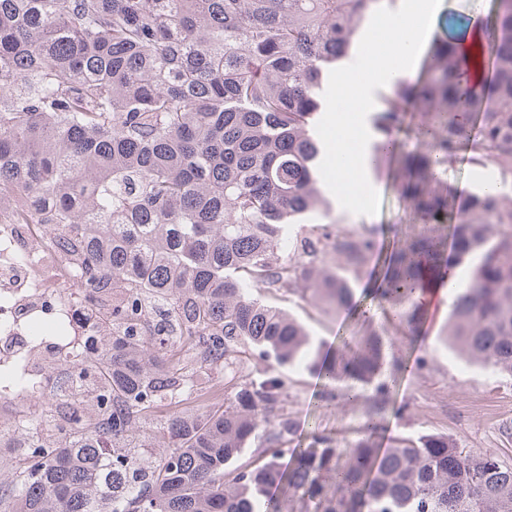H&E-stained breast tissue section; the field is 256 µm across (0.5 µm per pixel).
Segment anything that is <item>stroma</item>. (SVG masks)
I'll list each match as a JSON object with an SVG mask.
<instances>
[{
    "instance_id": "obj_1",
    "label": "stroma",
    "mask_w": 512,
    "mask_h": 512,
    "mask_svg": "<svg viewBox=\"0 0 512 512\" xmlns=\"http://www.w3.org/2000/svg\"><path fill=\"white\" fill-rule=\"evenodd\" d=\"M492 10L493 0H442L435 34L461 41L471 24L489 22ZM370 182L381 198L377 214L354 215L338 207L333 216L348 228H380L376 254L381 257L423 235L425 226L415 219L388 172L371 173ZM276 302L306 327L324 351L350 336L371 331L383 336L388 360L402 365L390 383L391 406L383 420L386 435L446 433L462 447L495 454L512 464V378L459 359L441 343L442 325H435L424 338L407 337L392 309L369 297L364 300L369 309L364 317L329 312L294 296H280ZM245 367L250 375L273 373L283 379L284 411L296 426L288 447L306 446L314 426L334 439H353L362 431L363 404L323 399V382L304 366L281 368L273 360L251 356Z\"/></svg>"
}]
</instances>
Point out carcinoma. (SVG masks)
Returning <instances> with one entry per match:
<instances>
[{"label":"carcinoma","instance_id":"1","mask_svg":"<svg viewBox=\"0 0 512 512\" xmlns=\"http://www.w3.org/2000/svg\"><path fill=\"white\" fill-rule=\"evenodd\" d=\"M381 6L396 0H0V208L24 198L17 222L76 261L86 320L107 337L18 426L12 512H279L284 487L314 512H512V466L495 455L446 434L383 439L375 333L308 363L347 399L372 388L356 440L313 428L283 464L295 424L282 379L226 375L224 403L168 415L152 465L137 452L141 422L192 398L198 370L248 350L305 360L304 326L257 295L366 315L327 261L362 273L375 232L330 218L316 124L329 72ZM486 45L491 76L475 83L458 44L433 40L372 116L371 162L397 160L401 195L434 226L374 265L372 298L415 335L416 293L464 269L444 341L512 376V0H495L470 56ZM457 159L496 171L500 189L449 191ZM72 402L81 416L56 424ZM260 434L266 460L226 472Z\"/></svg>","mask_w":512,"mask_h":512}]
</instances>
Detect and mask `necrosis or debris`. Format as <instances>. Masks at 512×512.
Returning <instances> with one entry per match:
<instances>
[{
    "instance_id": "obj_1",
    "label": "necrosis or debris",
    "mask_w": 512,
    "mask_h": 512,
    "mask_svg": "<svg viewBox=\"0 0 512 512\" xmlns=\"http://www.w3.org/2000/svg\"><path fill=\"white\" fill-rule=\"evenodd\" d=\"M69 262L49 247L33 224H15L0 215V419L16 425L28 390L47 391L61 382L60 373L37 364L31 326L49 324L59 352L70 348L69 336L89 327L84 302L63 287Z\"/></svg>"
}]
</instances>
